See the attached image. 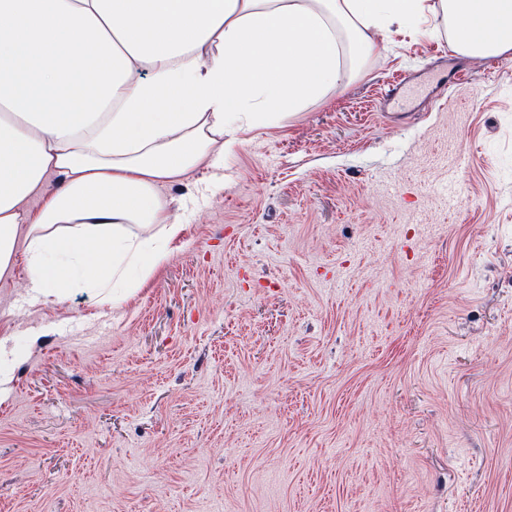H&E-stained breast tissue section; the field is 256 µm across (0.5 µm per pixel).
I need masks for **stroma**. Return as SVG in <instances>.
<instances>
[{
	"label": "stroma",
	"instance_id": "obj_1",
	"mask_svg": "<svg viewBox=\"0 0 512 512\" xmlns=\"http://www.w3.org/2000/svg\"><path fill=\"white\" fill-rule=\"evenodd\" d=\"M371 36L163 187L142 288L0 278V512H512V58Z\"/></svg>",
	"mask_w": 512,
	"mask_h": 512
}]
</instances>
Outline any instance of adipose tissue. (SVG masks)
I'll use <instances>...</instances> for the list:
<instances>
[{"mask_svg":"<svg viewBox=\"0 0 512 512\" xmlns=\"http://www.w3.org/2000/svg\"><path fill=\"white\" fill-rule=\"evenodd\" d=\"M437 11L459 53L512 50V0H0V277L139 287L183 230L161 186L346 80L337 29L369 55L367 29Z\"/></svg>","mask_w":512,"mask_h":512,"instance_id":"1","label":"adipose tissue"}]
</instances>
